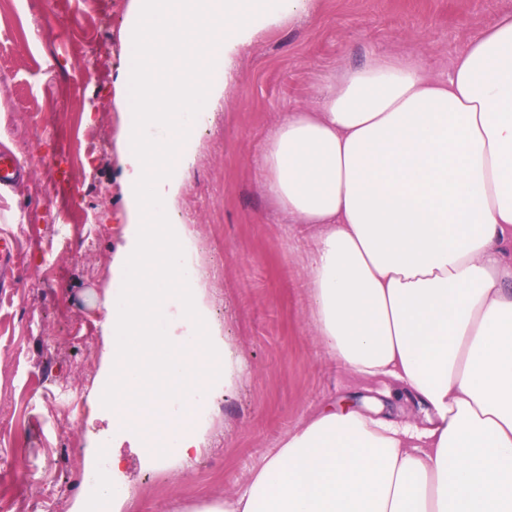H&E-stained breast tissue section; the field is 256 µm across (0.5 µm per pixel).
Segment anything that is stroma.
<instances>
[{
  "mask_svg": "<svg viewBox=\"0 0 512 512\" xmlns=\"http://www.w3.org/2000/svg\"><path fill=\"white\" fill-rule=\"evenodd\" d=\"M134 0H0V148L30 177L0 196L20 256L0 290V512H88L90 464L111 456L107 422L87 423L98 398L107 308L122 281L112 262L128 222L118 139L133 119L125 77ZM512 0H316L307 15L256 26L227 94L186 140L194 162L170 212L193 234L187 262L210 328L226 344L237 387L198 420L212 436L189 470L173 457L121 448V512H192L244 489L303 419L349 400L384 417L422 421L386 379L346 372L320 349L307 288L304 227L283 223L257 160L281 113L315 105L330 73L373 53L416 57L447 74ZM86 215L91 236L57 243L61 210Z\"/></svg>",
  "mask_w": 512,
  "mask_h": 512,
  "instance_id": "obj_1",
  "label": "stroma"
}]
</instances>
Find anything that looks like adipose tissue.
Instances as JSON below:
<instances>
[{
  "label": "adipose tissue",
  "instance_id": "obj_1",
  "mask_svg": "<svg viewBox=\"0 0 512 512\" xmlns=\"http://www.w3.org/2000/svg\"><path fill=\"white\" fill-rule=\"evenodd\" d=\"M139 0L130 40L135 118L124 139L130 222L113 268L125 288L102 397L112 445L152 447L165 424L178 461L205 447L192 416L236 377L185 278L191 231L163 208L190 163L213 45L225 64L255 22L279 25L311 0ZM264 187L313 231L312 324L347 372L390 378L424 425L324 407L291 431L242 492L195 512H512V12L448 76L410 55H373L328 79L316 107L283 113L259 159ZM166 335L147 336L156 309ZM160 351L163 382L135 358Z\"/></svg>",
  "mask_w": 512,
  "mask_h": 512
}]
</instances>
